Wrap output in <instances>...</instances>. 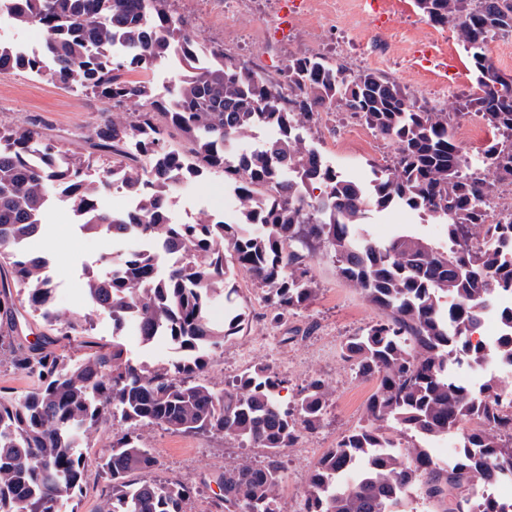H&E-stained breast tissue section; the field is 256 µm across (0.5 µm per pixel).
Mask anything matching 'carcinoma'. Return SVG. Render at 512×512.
Wrapping results in <instances>:
<instances>
[{"label": "carcinoma", "instance_id": "cac0c4a2", "mask_svg": "<svg viewBox=\"0 0 512 512\" xmlns=\"http://www.w3.org/2000/svg\"><path fill=\"white\" fill-rule=\"evenodd\" d=\"M433 24L450 26L468 49L475 83L472 99L503 136L484 151L483 174L450 133L457 102L422 107L397 82L374 72L347 75L324 56L290 57L281 68L288 84L272 81L247 62L210 49L214 63L176 85L180 109L171 112L145 82L127 80L112 55L120 39L126 59L150 68L173 50L192 58L198 42L171 11V0H17L19 28L45 33L43 54L54 60L53 81L77 85L112 108L84 136L89 148L112 155L100 168L90 155L67 154L43 140L40 122L0 124V348L17 334L18 307L49 330L79 337L77 357L46 350L36 337L10 345L15 373L34 386L20 399L0 395V512H59L82 487L86 469L73 452L79 442L119 422L132 432L112 442L98 466L112 485L96 512H186L190 489L168 481L130 484L157 458L143 431L221 435L244 448H263L264 464L227 461L218 481L226 512H290L279 505V457L303 431L316 430L332 395L314 379L283 404L282 380L265 363L218 389L200 378L213 351L241 331L242 312L221 324L209 317L213 300L234 304L225 281L230 262L263 288L270 319L283 324L317 296L309 262L330 257L338 274L359 289L383 318L348 337L342 359L375 382L364 422L319 461L308 478L302 512H406L405 487L421 490L443 512H512L488 486L512 473V401L497 377L473 391L448 375L453 363L481 366L489 356L473 342L483 311L512 291V221L488 224L483 212L491 182L512 183V89L488 55V43L512 34V0H415ZM40 57L16 58L0 43V73L41 69ZM350 112L394 143L393 163L366 188L319 161L300 129L323 112ZM278 129L268 148L239 153L256 124ZM137 141L139 153L128 152ZM38 151L42 163L24 160ZM297 180L283 178L284 168ZM211 170L237 189L236 220L173 224L171 187ZM119 183L138 196L133 215L109 213L99 197ZM320 195L313 196L314 190ZM84 215L90 232L137 235L177 249L183 261L164 275L155 255H126L121 274L91 276L85 307L61 314L52 306L45 258L29 248L42 228L51 195ZM404 205L447 229V245L399 235L379 243L363 224L367 211ZM105 311L115 330L135 324L146 344L167 337L184 352L176 364L153 367L112 343L86 339ZM474 422L467 427L465 423ZM457 432L460 452L438 462L426 441Z\"/></svg>", "mask_w": 512, "mask_h": 512}]
</instances>
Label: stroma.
Wrapping results in <instances>:
<instances>
[{"instance_id":"35a3bbf8","label":"stroma","mask_w":512,"mask_h":512,"mask_svg":"<svg viewBox=\"0 0 512 512\" xmlns=\"http://www.w3.org/2000/svg\"><path fill=\"white\" fill-rule=\"evenodd\" d=\"M171 8L194 28L201 44L223 46L227 53L272 76L287 58L290 44L304 41L341 64L347 74L372 70L389 76L419 105L430 107L453 97L460 111L452 122L472 132V158H479L499 139L498 131L471 103L474 88L469 55L454 30L430 23L414 0H379L374 8L367 0H303L284 37L277 33L281 0H173ZM430 53L447 60V69L427 62ZM105 116V106L94 94L60 86L46 73L20 70L0 74V123L14 125L37 118L45 141L61 151L87 152L83 136ZM359 123L358 117L347 112H324L307 137L327 165L349 180L367 184L375 171L392 163L395 147L386 140L371 144L346 140V130ZM173 196L202 201L205 215L215 221L235 216L234 209L225 208L218 200L215 184L204 176L176 185ZM365 223L380 240L410 231L435 244L446 242L443 225L430 223L423 213L403 205L370 212ZM139 247L134 239L116 245L105 233L86 232L62 202L49 210L42 233L32 244L51 264L54 305L66 313L84 308L89 274H109L127 252ZM309 270L319 288L316 300L280 326L271 324L260 286L242 271H234L229 285L237 290L236 306L245 314L244 328L225 341L223 350L212 354L202 373L208 382L222 387L257 363L269 364L284 380L281 396L286 404L313 378L331 383L334 393L320 428L303 435L299 446L280 457L284 474L280 498L295 510L303 504L310 473L323 455L359 424L375 389L374 382L356 377L350 364L342 360L341 346L348 336L381 317L360 291L338 275L331 259L313 258ZM121 341L127 357L139 364L153 366L176 358L171 343L143 344L130 325L124 328ZM123 431L120 425L110 427L89 442L84 450L82 490L63 504L62 512H95L100 498L110 490L98 458ZM146 437L157 453L159 467L131 474V481L161 479L190 486L193 494L188 512H224L218 477L225 459L253 464L266 460L264 449L240 448L219 436L154 428L147 430Z\"/></svg>"}]
</instances>
